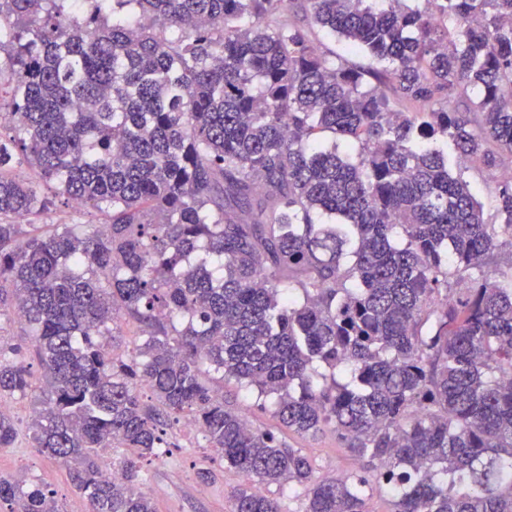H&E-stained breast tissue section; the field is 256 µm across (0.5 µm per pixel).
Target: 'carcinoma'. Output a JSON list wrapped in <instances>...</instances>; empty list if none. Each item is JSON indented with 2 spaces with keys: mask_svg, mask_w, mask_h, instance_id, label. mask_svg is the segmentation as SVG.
<instances>
[{
  "mask_svg": "<svg viewBox=\"0 0 512 512\" xmlns=\"http://www.w3.org/2000/svg\"><path fill=\"white\" fill-rule=\"evenodd\" d=\"M426 2L0 0V403L34 399L32 447L87 512H156L144 463L185 418L245 477L231 512H284L257 483L302 512L385 491L390 512H512V276L484 278L512 179L491 224L452 169L512 166V0ZM292 6L382 64L376 83ZM58 197L105 230L44 223ZM13 316L31 347L2 335ZM226 380L360 469L314 475ZM16 436L0 413V448ZM114 448L118 481L97 463ZM3 505L62 512L0 474Z\"/></svg>",
  "mask_w": 512,
  "mask_h": 512,
  "instance_id": "1",
  "label": "carcinoma"
}]
</instances>
